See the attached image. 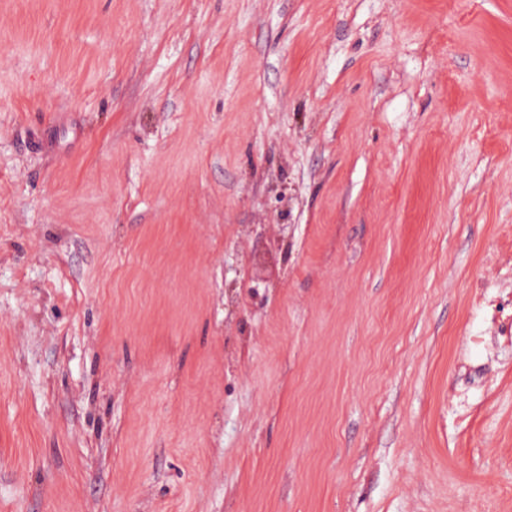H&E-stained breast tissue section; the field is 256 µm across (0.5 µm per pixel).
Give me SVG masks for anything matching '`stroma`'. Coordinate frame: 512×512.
Wrapping results in <instances>:
<instances>
[{"label":"stroma","mask_w":512,"mask_h":512,"mask_svg":"<svg viewBox=\"0 0 512 512\" xmlns=\"http://www.w3.org/2000/svg\"><path fill=\"white\" fill-rule=\"evenodd\" d=\"M0 512H512V0H0Z\"/></svg>","instance_id":"obj_1"}]
</instances>
